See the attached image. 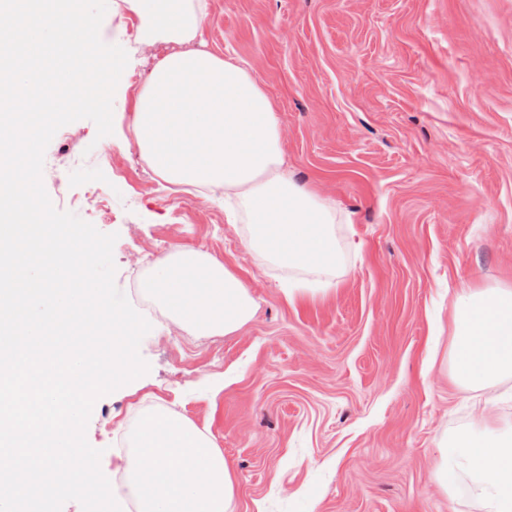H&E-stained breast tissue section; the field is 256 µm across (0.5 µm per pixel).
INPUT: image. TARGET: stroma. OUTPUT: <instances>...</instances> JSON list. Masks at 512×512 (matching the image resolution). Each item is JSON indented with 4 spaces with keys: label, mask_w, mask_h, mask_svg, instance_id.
<instances>
[{
    "label": "stroma",
    "mask_w": 512,
    "mask_h": 512,
    "mask_svg": "<svg viewBox=\"0 0 512 512\" xmlns=\"http://www.w3.org/2000/svg\"><path fill=\"white\" fill-rule=\"evenodd\" d=\"M113 2L100 37L128 54L113 132L61 127L42 173L56 209L116 235L115 285L151 325L148 373L99 398L87 426L103 474L163 410L223 452L235 512H481L438 468L483 408L512 418V378L458 383L448 351L461 289L512 285V0H211L189 49L245 63L289 175L336 209L344 253L314 292L247 249L215 194L150 167L133 103L154 43ZM92 186L111 212L80 208ZM177 247L241 277L255 308L239 329L193 335L142 294Z\"/></svg>",
    "instance_id": "1"
}]
</instances>
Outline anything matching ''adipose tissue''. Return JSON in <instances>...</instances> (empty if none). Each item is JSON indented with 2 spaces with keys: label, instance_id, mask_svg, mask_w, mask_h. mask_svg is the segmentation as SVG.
Wrapping results in <instances>:
<instances>
[{
  "label": "adipose tissue",
  "instance_id": "ef3b65f1",
  "mask_svg": "<svg viewBox=\"0 0 512 512\" xmlns=\"http://www.w3.org/2000/svg\"><path fill=\"white\" fill-rule=\"evenodd\" d=\"M126 2L141 36L162 33L172 41L195 36L209 7V0ZM134 112L139 144L161 178L235 194L247 214L249 249L314 274L335 268L336 210L282 172L274 104L245 67L206 51L166 56L146 77ZM142 288L201 336L234 332L254 308L228 264L182 247L154 263ZM449 347L460 381L511 377L512 287L463 289ZM450 451L469 457L462 494L485 512H512V420L488 415Z\"/></svg>",
  "mask_w": 512,
  "mask_h": 512
}]
</instances>
